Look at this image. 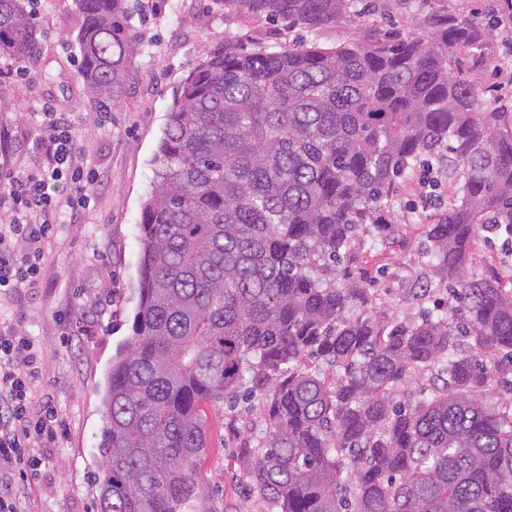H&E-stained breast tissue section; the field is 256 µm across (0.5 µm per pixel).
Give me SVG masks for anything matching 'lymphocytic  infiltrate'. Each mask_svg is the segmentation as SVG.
<instances>
[{
    "label": "lymphocytic infiltrate",
    "instance_id": "1",
    "mask_svg": "<svg viewBox=\"0 0 512 512\" xmlns=\"http://www.w3.org/2000/svg\"><path fill=\"white\" fill-rule=\"evenodd\" d=\"M41 117L44 160L19 175L0 172V293L37 276L42 245L56 232L61 214L84 208L96 181L70 126L53 112L42 111ZM61 182L70 186V194L52 197L49 184ZM33 349L28 337L0 332V473L25 475L33 465L30 440L52 444L58 438L53 411L37 415L31 408Z\"/></svg>",
    "mask_w": 512,
    "mask_h": 512
}]
</instances>
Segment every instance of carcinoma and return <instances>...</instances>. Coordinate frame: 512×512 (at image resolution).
<instances>
[{
  "instance_id": "cac0c4a2",
  "label": "carcinoma",
  "mask_w": 512,
  "mask_h": 512,
  "mask_svg": "<svg viewBox=\"0 0 512 512\" xmlns=\"http://www.w3.org/2000/svg\"><path fill=\"white\" fill-rule=\"evenodd\" d=\"M32 2L0 0V57L37 59ZM218 5L316 32L354 3ZM75 6L85 95L109 112L135 77L136 7ZM482 42L449 19L331 48L223 44L182 80L142 208L131 335L107 374L99 512H213L196 477L203 405L261 391L269 432L240 461L279 512H512V405L486 392H512V294L464 275L481 233L512 242V113L452 68ZM420 158L450 176L428 263L454 305L389 325L344 258ZM433 368L441 386L395 400Z\"/></svg>"
}]
</instances>
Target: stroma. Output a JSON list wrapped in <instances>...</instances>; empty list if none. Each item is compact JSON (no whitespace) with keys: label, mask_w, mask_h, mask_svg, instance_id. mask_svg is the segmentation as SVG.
<instances>
[{"label":"stroma","mask_w":512,"mask_h":512,"mask_svg":"<svg viewBox=\"0 0 512 512\" xmlns=\"http://www.w3.org/2000/svg\"><path fill=\"white\" fill-rule=\"evenodd\" d=\"M356 0L349 14L317 33L266 19L224 15L212 0H143L132 24L142 38L131 90L100 117L84 93L74 41V0H38L36 63L0 59V129L30 165L43 136L26 106L65 113L83 157L98 176L78 221L61 225L43 244L36 281L0 294V329L29 335L40 351L30 381L35 404L57 411L56 447L34 446L19 484L22 512H97L100 433L112 357L130 336L138 302L139 224L154 185L157 145L173 93L204 53L224 42L282 48L307 40L331 47L387 26L408 36L428 34L447 19H468L484 31L481 50L459 52L457 75L481 97L512 105V0ZM448 178L425 182L418 170L399 179L360 230L349 252L388 322H420L432 298H447L427 264V227L448 207ZM430 285L432 297L420 295ZM264 394L210 405L207 448L199 478L214 512H275L249 491L238 461L243 444L260 445L268 432Z\"/></svg>","instance_id":"35a3bbf8"}]
</instances>
